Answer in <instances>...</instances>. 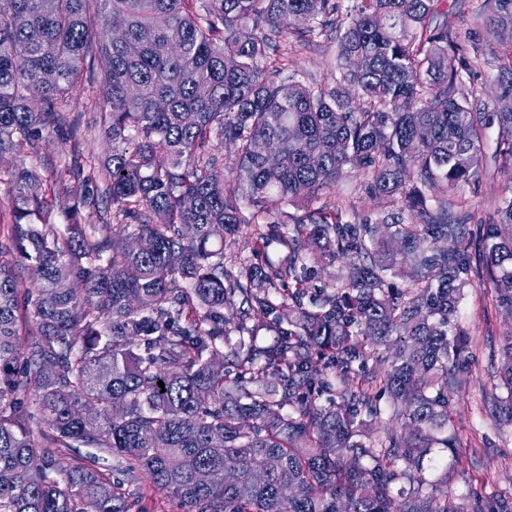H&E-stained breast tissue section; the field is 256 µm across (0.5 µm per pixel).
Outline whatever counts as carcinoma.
<instances>
[{"mask_svg": "<svg viewBox=\"0 0 512 512\" xmlns=\"http://www.w3.org/2000/svg\"><path fill=\"white\" fill-rule=\"evenodd\" d=\"M486 2V24L512 26V0ZM443 3L357 0L338 37L343 86L332 87L283 61L290 39L335 23V0H0V160L64 132L62 103L98 77L112 143L99 166L74 143L68 178L47 190L33 170L8 181L0 512H145L79 447L120 456L125 475H146L179 512H450L448 486L427 491L420 474L430 449L457 452L446 429L462 338L449 332L472 266L448 193L487 171L488 123L470 106ZM111 17L136 53L99 29ZM495 59L499 156L512 163V45ZM216 142L234 145L231 166ZM348 166L376 195L401 194L416 223L344 224L313 208ZM61 197L73 201L64 234ZM282 203L305 211L293 235L268 224L255 249L280 238L290 273L304 259H348L341 285L306 302V281L289 291L281 269L233 274L212 248L215 229L234 233ZM103 206L119 223L81 222ZM484 240L480 285L512 312V199ZM5 254L36 288L19 294ZM389 274L409 288L389 291ZM236 298L238 339L218 363ZM30 318L39 339L25 343ZM262 326L273 344L257 343ZM394 335L387 368L367 372ZM504 356L508 396L495 411L512 424V335ZM29 385L33 406L19 398ZM383 393L402 432L372 443ZM397 482L410 486L400 501Z\"/></svg>", "mask_w": 512, "mask_h": 512, "instance_id": "carcinoma-1", "label": "carcinoma"}]
</instances>
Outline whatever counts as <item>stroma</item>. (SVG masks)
<instances>
[{"instance_id": "stroma-1", "label": "stroma", "mask_w": 512, "mask_h": 512, "mask_svg": "<svg viewBox=\"0 0 512 512\" xmlns=\"http://www.w3.org/2000/svg\"><path fill=\"white\" fill-rule=\"evenodd\" d=\"M485 0H448V29L464 52L455 61L466 85L473 91L478 111L495 110L496 75L492 53L498 46L493 30L486 25L481 12ZM480 54H473V47ZM337 41L335 31L301 41L291 56L290 66L305 73L309 81L324 83L335 73ZM102 104L100 82L78 88L62 105L61 114L67 125L76 127L84 148L94 163H102L112 145L97 126ZM73 143L55 132L46 133L36 151L21 154L14 160L0 162V242L7 241L12 211V198L7 181L13 171L35 169L41 180L56 178L68 164ZM461 201L470 218L461 235L471 256L482 250V232L492 221L498 203L512 197V169L494 167L479 180L460 185L452 194ZM342 205L343 221L359 223L378 220L398 212V204L372 194L369 178L362 169H346L335 188L323 192L317 206ZM215 248L224 253V262L232 267L262 265L264 268L284 266L287 248L279 239H270L261 251H254L246 234H225L214 240ZM455 323L469 340L462 350L459 371L462 385L451 400L448 433L460 449L451 456L447 449L435 448L427 456L422 477L426 486L447 481L457 512H467L472 497L484 498L492 512H500L503 501L512 502V428L501 426L495 417L494 402L506 396L500 379L502 348L512 335V314L497 306L493 298L471 280L463 297Z\"/></svg>"}]
</instances>
